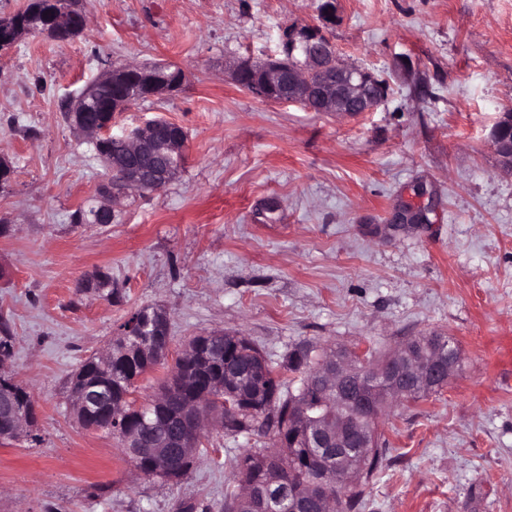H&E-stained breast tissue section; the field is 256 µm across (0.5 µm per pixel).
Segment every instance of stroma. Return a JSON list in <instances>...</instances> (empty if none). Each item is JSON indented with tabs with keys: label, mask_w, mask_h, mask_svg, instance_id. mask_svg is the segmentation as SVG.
I'll use <instances>...</instances> for the list:
<instances>
[{
	"label": "stroma",
	"mask_w": 512,
	"mask_h": 512,
	"mask_svg": "<svg viewBox=\"0 0 512 512\" xmlns=\"http://www.w3.org/2000/svg\"><path fill=\"white\" fill-rule=\"evenodd\" d=\"M321 2L83 0L78 37L31 35L0 56V318L40 428L0 443V512H222L235 458L271 447L206 427L204 455L164 483L79 425L73 374L146 306L167 310L173 357L214 330L276 362L303 344L378 358L410 336L452 337L447 384L381 419L390 448L362 512H512V173L490 141L512 109V0H332L337 51L389 86L357 117L232 81L226 63L277 55L281 29L319 22ZM157 61L186 81L111 131L178 124L184 169L130 193L112 223H73L106 169L60 99L108 65ZM406 206L423 223H396ZM99 271L118 300L79 291Z\"/></svg>",
	"instance_id": "stroma-1"
}]
</instances>
